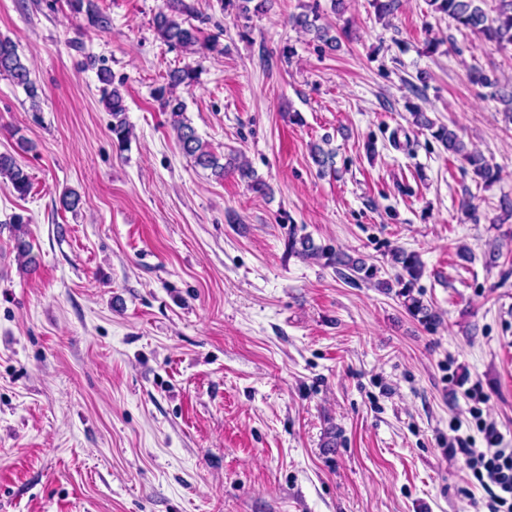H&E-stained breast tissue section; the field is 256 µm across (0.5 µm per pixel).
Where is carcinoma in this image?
<instances>
[{"instance_id":"carcinoma-1","label":"carcinoma","mask_w":512,"mask_h":512,"mask_svg":"<svg viewBox=\"0 0 512 512\" xmlns=\"http://www.w3.org/2000/svg\"><path fill=\"white\" fill-rule=\"evenodd\" d=\"M268 2L269 0H224V7H232L236 9L237 14L247 16L253 10L258 12L266 8ZM483 2L484 0H428V5L434 11L447 15L456 26L476 32L500 48L512 46V0H497L492 15L483 8ZM191 13L192 8L185 0H166L165 7L153 20L159 39L170 47L197 51L198 47L202 46L200 29L187 19ZM319 20L320 15L313 9L294 16L292 22L327 46L339 44L342 37L347 40L351 38L349 26L340 28L339 35L331 36L329 28L320 24ZM0 73L8 74L17 85L23 87L31 99L32 108L38 107V88L31 80L29 68L18 54L17 45L8 37H0ZM469 78L475 85L493 89L492 97L503 105L505 118L512 120V89L501 87L496 78L481 69L472 70ZM99 80L107 86H112L110 90L103 89V101L107 110L112 113V136L118 143L123 144L129 135L124 95L118 87L112 85L111 75L106 69H100ZM195 80V70L186 65L169 71L165 85L158 89V100L163 111L170 115V123L181 150L193 157L197 165L211 170L212 175L218 179L224 178L225 172L232 171L246 180L252 189L264 190L265 183L247 163L221 162V157L208 149L189 122L186 117V105L174 95V90L179 86L190 87ZM413 117L415 124L431 130L432 136L445 150L460 158L484 185L490 186L499 180V169L491 165L481 153L470 150L455 130L445 125L435 126V123L422 112L413 113ZM0 178L6 180L14 192L21 196L29 191V174L17 163L14 156L8 153H0ZM288 250L302 258L323 260L326 265L336 267V272L340 275L344 274V269L347 268L356 275V278L369 283L377 276V269L366 264L363 259L352 258L331 247L318 246L308 235H290ZM391 263L398 269L395 285L399 287L398 295L404 298V305L409 314L421 323L434 322L437 318L435 311L413 294L415 284L423 272L419 255L414 251L397 247L391 252Z\"/></svg>"}]
</instances>
